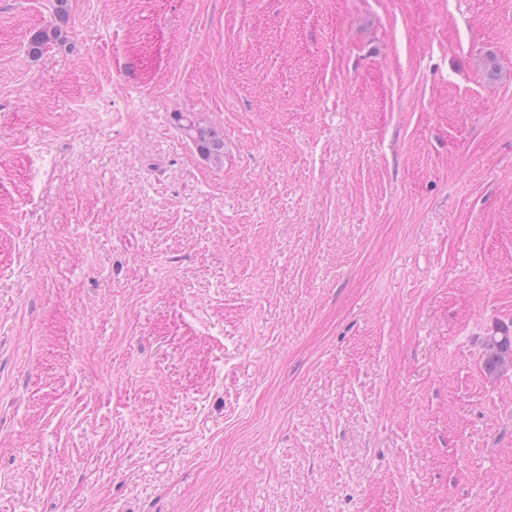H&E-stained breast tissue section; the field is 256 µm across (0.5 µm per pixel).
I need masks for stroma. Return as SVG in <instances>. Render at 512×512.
<instances>
[{
	"instance_id": "1",
	"label": "stroma",
	"mask_w": 512,
	"mask_h": 512,
	"mask_svg": "<svg viewBox=\"0 0 512 512\" xmlns=\"http://www.w3.org/2000/svg\"><path fill=\"white\" fill-rule=\"evenodd\" d=\"M55 22L0 0V512H512V0ZM63 42L60 28L48 25L32 33L27 43V51L30 57L37 58L49 46L62 45ZM174 120L200 157L215 166L224 163V131L212 123H206L194 112H178ZM482 362L485 372L491 377L512 371V335L507 328L486 338Z\"/></svg>"
}]
</instances>
